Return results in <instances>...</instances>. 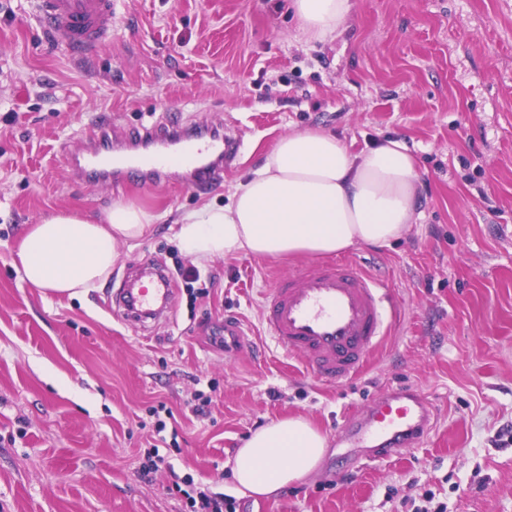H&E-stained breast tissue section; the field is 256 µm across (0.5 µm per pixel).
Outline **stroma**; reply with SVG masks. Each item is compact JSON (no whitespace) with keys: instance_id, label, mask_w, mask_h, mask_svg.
Wrapping results in <instances>:
<instances>
[{"instance_id":"stroma-1","label":"stroma","mask_w":512,"mask_h":512,"mask_svg":"<svg viewBox=\"0 0 512 512\" xmlns=\"http://www.w3.org/2000/svg\"><path fill=\"white\" fill-rule=\"evenodd\" d=\"M346 29L301 43L288 0H120L112 44L73 63L0 0V512H186L169 492L193 478L237 512H416L433 491L447 512H512V0H353ZM112 116L113 138L178 114L241 143L218 185L79 181L84 128ZM336 134L352 151L403 139L422 174L421 217L376 257L404 306L369 367L326 387L263 335V291L306 255L240 253L194 262L178 220L221 206L291 131ZM132 202L156 217L81 296L31 287L18 244L29 225L72 208L101 220ZM197 269L210 295L175 284L169 318L146 325L110 301L134 265ZM252 351L215 344L225 315ZM435 406L424 441L399 457L337 444L347 415L387 390ZM212 399L196 418V392ZM166 403L176 442L159 444L149 407ZM290 415L327 438L317 468L273 495L240 494L229 461L253 431ZM173 471L139 475L150 446Z\"/></svg>"}]
</instances>
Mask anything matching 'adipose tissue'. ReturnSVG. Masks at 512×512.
<instances>
[{"label":"adipose tissue","instance_id":"adipose-tissue-1","mask_svg":"<svg viewBox=\"0 0 512 512\" xmlns=\"http://www.w3.org/2000/svg\"><path fill=\"white\" fill-rule=\"evenodd\" d=\"M305 42L334 40L348 25L353 0H289ZM421 171L403 140L381 138L354 152L319 130L278 138L260 168L226 205L184 215L176 237L196 261L243 252L258 259L303 252L334 254L358 245L384 247L420 217ZM155 215L113 204L101 223L74 210L31 225L18 256L35 288L77 296L97 287L121 261L119 243L145 237ZM327 441L308 420L286 417L256 430L230 462L244 495L269 496L307 477Z\"/></svg>","mask_w":512,"mask_h":512}]
</instances>
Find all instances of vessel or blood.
Segmentation results:
<instances>
[{"label":"vessel or blood","mask_w":512,"mask_h":512,"mask_svg":"<svg viewBox=\"0 0 512 512\" xmlns=\"http://www.w3.org/2000/svg\"><path fill=\"white\" fill-rule=\"evenodd\" d=\"M32 17L52 42L72 59L95 57L112 40L117 0H30ZM85 163L77 176L147 180L179 168L192 185L205 189L223 176L214 158L236 154L238 146L219 134L208 139L171 123L152 132L147 147L132 156L112 151L102 124L86 132ZM174 281L157 267H146L125 282L116 313L134 323L157 320L171 311ZM400 303L390 283L369 272L358 259L319 261L277 276L264 294L261 322L276 347L298 356L304 371L318 381L343 384L358 377L396 320ZM245 331L234 318L224 321V353H238ZM433 404L420 391L391 389L374 398L367 409L349 416L341 437L369 441L372 459L400 456L429 434Z\"/></svg>","instance_id":"obj_1"}]
</instances>
